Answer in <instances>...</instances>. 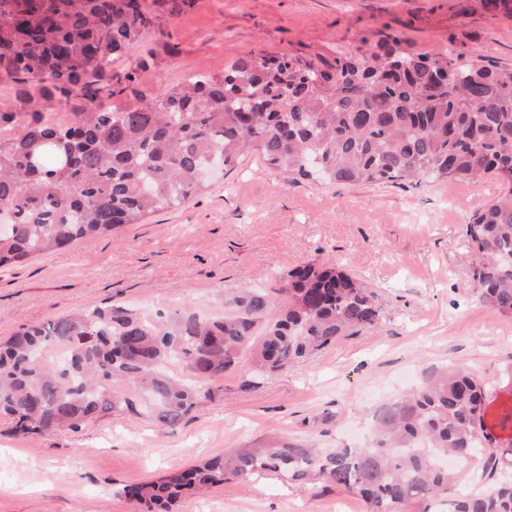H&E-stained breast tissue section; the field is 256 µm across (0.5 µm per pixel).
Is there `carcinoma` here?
Returning a JSON list of instances; mask_svg holds the SVG:
<instances>
[{
    "label": "carcinoma",
    "instance_id": "1",
    "mask_svg": "<svg viewBox=\"0 0 512 512\" xmlns=\"http://www.w3.org/2000/svg\"><path fill=\"white\" fill-rule=\"evenodd\" d=\"M195 0H0V78L18 93L0 103V267L75 241L110 235L180 205L206 186L216 155L233 168L256 152L293 180L418 183L476 180L507 192L466 226L482 303L512 318V67L457 62L388 46L373 61L258 54L220 77L199 74L126 110L101 99L134 77L112 62ZM39 98H34L32 91ZM75 102L69 121L46 117L53 100ZM233 312L190 307L146 317L110 305L68 313L0 342V414L17 432L77 431L123 405L120 387L146 392L161 420L176 423L213 401L217 382L250 357L260 379L310 358L379 319L372 294L335 266L306 265L275 288H246ZM181 368L185 378L171 373ZM487 392L466 367L429 371L411 393L375 415L363 448L323 450L274 439L139 486L124 488L141 512H171L181 495L225 479L286 473L360 496L365 512H407L448 499L449 512H512V441L484 424ZM482 465L481 491L459 483Z\"/></svg>",
    "mask_w": 512,
    "mask_h": 512
}]
</instances>
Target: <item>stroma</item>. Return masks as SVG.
Listing matches in <instances>:
<instances>
[{
	"instance_id": "stroma-1",
	"label": "stroma",
	"mask_w": 512,
	"mask_h": 512,
	"mask_svg": "<svg viewBox=\"0 0 512 512\" xmlns=\"http://www.w3.org/2000/svg\"><path fill=\"white\" fill-rule=\"evenodd\" d=\"M114 71L135 81L109 98L129 109L192 76L223 74L261 52L359 59L396 43L512 66V6L484 0H197L162 22ZM504 185L428 178L388 184L290 182L250 155L180 205L109 237L82 239L0 268V339L73 310L118 305L143 314L184 307L227 313L226 299L272 288L307 264L335 263L373 293L380 317L308 361L241 390L226 373L220 398L174 426L144 399L79 431L16 434L0 418V512H140L124 486L183 470L229 448L288 438L318 448H359L371 416L409 391L424 371L467 367L491 387L485 423L512 408L502 377L512 362V320L474 288L466 226ZM173 512H364L339 487L282 474L232 478L186 496Z\"/></svg>"
}]
</instances>
